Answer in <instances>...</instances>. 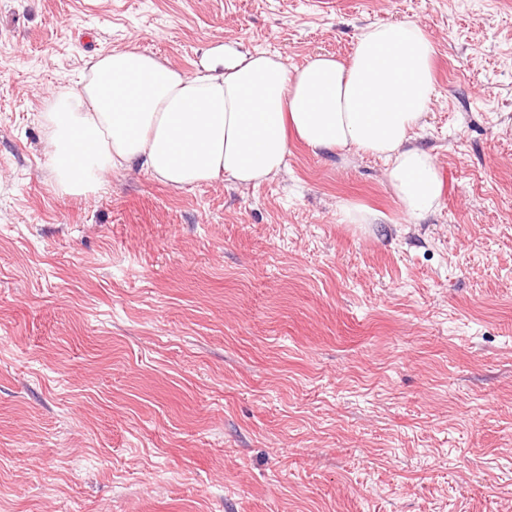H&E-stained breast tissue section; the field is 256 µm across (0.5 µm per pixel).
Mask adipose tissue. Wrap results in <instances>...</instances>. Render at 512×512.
Listing matches in <instances>:
<instances>
[{
	"mask_svg": "<svg viewBox=\"0 0 512 512\" xmlns=\"http://www.w3.org/2000/svg\"><path fill=\"white\" fill-rule=\"evenodd\" d=\"M434 54L418 23L398 21L363 28L348 59L295 68L232 42L193 74L135 47L95 55L42 115L50 180L73 196L133 167L175 188L218 177L256 185L286 167L293 134L316 155L382 159L403 213L419 221L442 194L434 155L413 142L435 93Z\"/></svg>",
	"mask_w": 512,
	"mask_h": 512,
	"instance_id": "ef3b65f1",
	"label": "adipose tissue"
}]
</instances>
